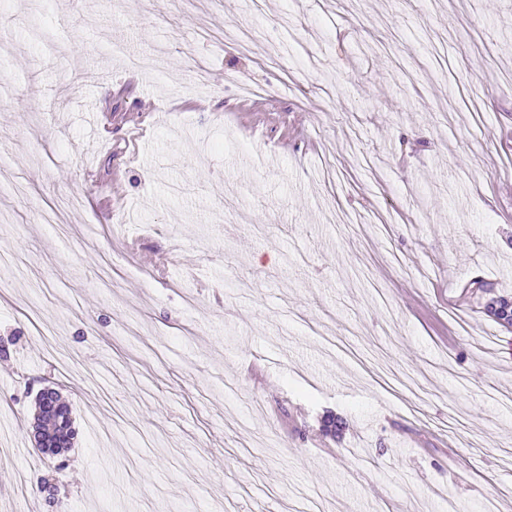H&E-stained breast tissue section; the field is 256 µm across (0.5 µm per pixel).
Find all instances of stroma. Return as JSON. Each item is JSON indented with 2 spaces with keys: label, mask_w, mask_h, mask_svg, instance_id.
I'll return each mask as SVG.
<instances>
[{
  "label": "stroma",
  "mask_w": 512,
  "mask_h": 512,
  "mask_svg": "<svg viewBox=\"0 0 512 512\" xmlns=\"http://www.w3.org/2000/svg\"><path fill=\"white\" fill-rule=\"evenodd\" d=\"M1 15L0 512H512V0ZM485 311L504 327H512V299L493 296L484 305ZM58 407L53 406V410L51 411L52 421L56 422V428L58 430L56 433L53 431L54 428L48 429V424L46 423L45 414L39 409V414L42 420H34L32 424V434L35 441V445L38 448H53V452H50L53 456L59 455L64 452L63 448L71 445L72 442H68L69 438L65 431L61 430L58 425V420L60 416L57 414ZM55 416V419H54ZM49 434V435H48ZM56 435L57 438L55 440H51V437Z\"/></svg>",
  "instance_id": "1"
}]
</instances>
